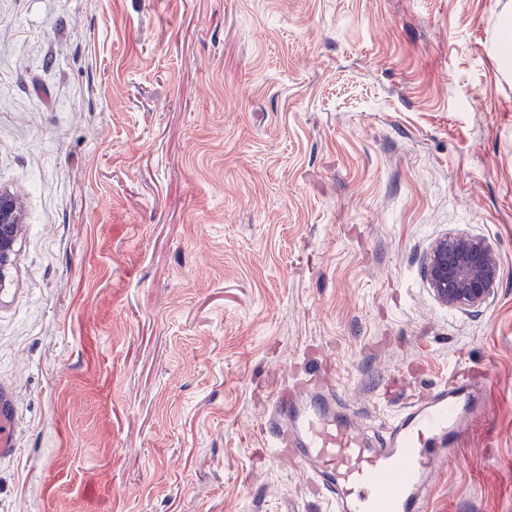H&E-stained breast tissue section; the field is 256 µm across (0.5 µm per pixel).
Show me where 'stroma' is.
<instances>
[{"label": "stroma", "instance_id": "obj_1", "mask_svg": "<svg viewBox=\"0 0 512 512\" xmlns=\"http://www.w3.org/2000/svg\"><path fill=\"white\" fill-rule=\"evenodd\" d=\"M512 0H0V512H327L261 434L323 360L380 427L484 407L426 512H512ZM494 246L484 304L425 276ZM23 202L15 194L0 190V285L14 264L15 245L24 227ZM427 280L446 306L469 309L485 302L500 278L492 245L481 237L446 236L432 246L426 260ZM13 399L10 391L0 386V461L11 460L17 454V425L13 416Z\"/></svg>", "mask_w": 512, "mask_h": 512}]
</instances>
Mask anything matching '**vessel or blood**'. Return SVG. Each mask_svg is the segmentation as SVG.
<instances>
[{"instance_id": "obj_1", "label": "vessel or blood", "mask_w": 512, "mask_h": 512, "mask_svg": "<svg viewBox=\"0 0 512 512\" xmlns=\"http://www.w3.org/2000/svg\"><path fill=\"white\" fill-rule=\"evenodd\" d=\"M482 398L481 382L458 360L447 379L369 434L312 365L277 390L267 429L276 455L299 464L330 512H424L434 464L475 424ZM12 403L0 386V461L18 452Z\"/></svg>"}]
</instances>
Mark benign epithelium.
I'll list each match as a JSON object with an SVG mask.
<instances>
[{
    "label": "benign epithelium",
    "instance_id": "benign-epithelium-1",
    "mask_svg": "<svg viewBox=\"0 0 512 512\" xmlns=\"http://www.w3.org/2000/svg\"><path fill=\"white\" fill-rule=\"evenodd\" d=\"M23 202L0 190V285L14 264L15 245L23 230ZM427 280L446 306L469 309L485 302L500 278L492 245L470 235L446 236L432 246L426 260Z\"/></svg>",
    "mask_w": 512,
    "mask_h": 512
}]
</instances>
